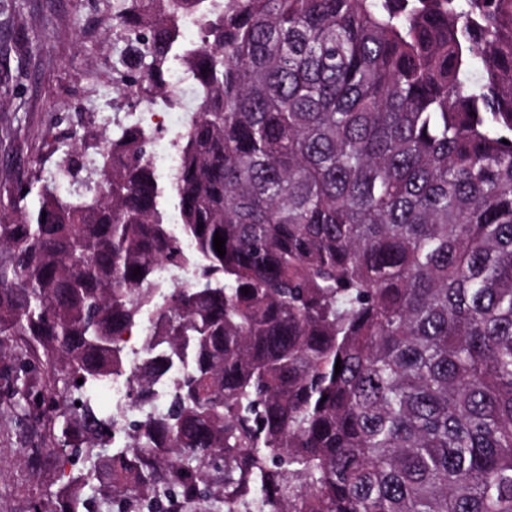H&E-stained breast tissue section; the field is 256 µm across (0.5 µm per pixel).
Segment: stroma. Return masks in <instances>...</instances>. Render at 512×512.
<instances>
[{
    "label": "stroma",
    "instance_id": "obj_1",
    "mask_svg": "<svg viewBox=\"0 0 512 512\" xmlns=\"http://www.w3.org/2000/svg\"><path fill=\"white\" fill-rule=\"evenodd\" d=\"M15 10L0 15V42L24 33L38 37L33 50L0 51V197L16 193L17 178L47 142L72 127L93 120L87 110L68 104L80 97L87 77H102L105 62L118 58L114 37L97 24L95 0H17ZM60 485L58 461L46 447L38 422L18 421L0 406V512H30L40 490Z\"/></svg>",
    "mask_w": 512,
    "mask_h": 512
}]
</instances>
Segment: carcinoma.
Instances as JSON below:
<instances>
[{"label":"carcinoma","mask_w":512,"mask_h":512,"mask_svg":"<svg viewBox=\"0 0 512 512\" xmlns=\"http://www.w3.org/2000/svg\"><path fill=\"white\" fill-rule=\"evenodd\" d=\"M100 2L108 85L179 56L199 104L165 183L153 129L89 126L0 199V379L73 466L32 512H512V0ZM146 307L134 403L181 377L114 453ZM179 374L180 373L178 371H175L168 377L159 380L154 387L155 393L152 400L142 406H137L136 408L142 414L153 416L165 413L170 400L176 391ZM105 388L108 391V395L100 393L98 396V403L102 408L112 410V404L114 406L130 405V387L125 375H112V384ZM109 396L112 398V403Z\"/></svg>","instance_id":"carcinoma-1"}]
</instances>
